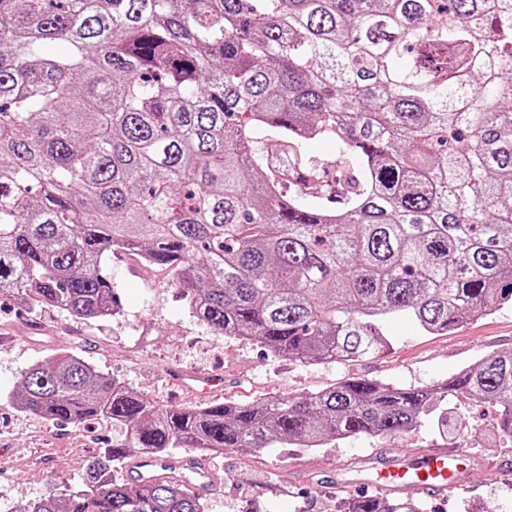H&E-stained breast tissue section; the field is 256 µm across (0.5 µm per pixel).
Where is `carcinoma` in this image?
<instances>
[{
  "label": "carcinoma",
  "mask_w": 512,
  "mask_h": 512,
  "mask_svg": "<svg viewBox=\"0 0 512 512\" xmlns=\"http://www.w3.org/2000/svg\"><path fill=\"white\" fill-rule=\"evenodd\" d=\"M316 139L355 162L338 211L266 161L269 140L305 162ZM115 251L172 270L224 335L305 364L390 347L392 320L441 335L512 307V0H0V297L110 317ZM458 394L512 440V351L433 387L170 408L60 352L16 405L125 438L25 512H204L176 475L126 481L130 449L445 436ZM339 512L422 508L395 492Z\"/></svg>",
  "instance_id": "cac0c4a2"
}]
</instances>
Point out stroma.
Listing matches in <instances>:
<instances>
[{
	"mask_svg": "<svg viewBox=\"0 0 512 512\" xmlns=\"http://www.w3.org/2000/svg\"><path fill=\"white\" fill-rule=\"evenodd\" d=\"M107 274L119 302L107 318L80 319L53 307L37 314L0 301V512H24L82 479L88 461L122 432L111 420L57 425L17 408L22 375L60 351L161 407L203 404L175 385L174 368L221 371L220 400L250 402L306 395L348 378L399 386L433 385L485 353L512 350V308L465 322L451 333L424 336L406 321L388 325L392 348L357 361L303 365L260 345L224 336L193 317L172 273L140 256L116 253ZM493 409L449 398L447 437L425 426L406 436L339 441L316 449L276 448L264 455L232 449L213 455L218 476L205 512H337L340 496H366V460L388 461L402 448H438L465 431L460 486L422 497L424 512H512V441L499 437Z\"/></svg>",
	"mask_w": 512,
	"mask_h": 512,
	"instance_id": "35a3bbf8",
	"label": "stroma"
}]
</instances>
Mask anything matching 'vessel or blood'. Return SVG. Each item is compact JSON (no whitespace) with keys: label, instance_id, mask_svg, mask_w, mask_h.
I'll list each match as a JSON object with an SVG mask.
<instances>
[{"label":"vessel or blood","instance_id":"b4317fda","mask_svg":"<svg viewBox=\"0 0 512 512\" xmlns=\"http://www.w3.org/2000/svg\"><path fill=\"white\" fill-rule=\"evenodd\" d=\"M171 378L181 387L202 394L211 393L223 383L222 377L217 375L183 370L172 371ZM459 460L458 452L452 449L405 451L391 465L372 462L365 483L379 491L441 494L455 488ZM169 468L178 470L199 491L206 490L215 480V473L207 458L191 454L178 458H139L130 465L127 476L131 480L148 483L158 472Z\"/></svg>","mask_w":512,"mask_h":512}]
</instances>
